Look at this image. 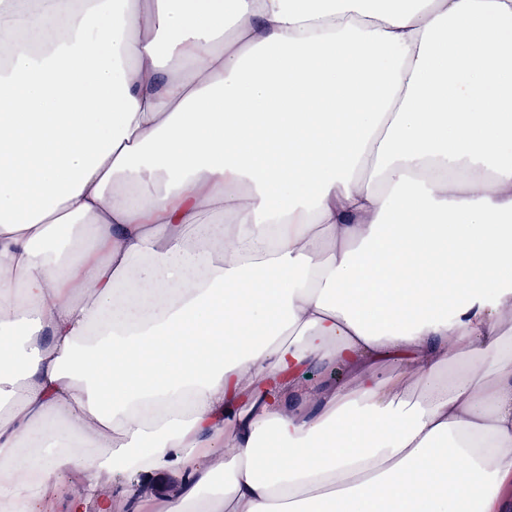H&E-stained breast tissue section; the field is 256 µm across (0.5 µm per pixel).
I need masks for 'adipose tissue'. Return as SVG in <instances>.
I'll use <instances>...</instances> for the list:
<instances>
[{"label":"adipose tissue","instance_id":"obj_1","mask_svg":"<svg viewBox=\"0 0 512 512\" xmlns=\"http://www.w3.org/2000/svg\"><path fill=\"white\" fill-rule=\"evenodd\" d=\"M511 318L512 0H0V512H512ZM165 477L168 480H163ZM179 489V480L172 475L147 477L139 475L130 482V490L141 500L143 512H164V503L174 497Z\"/></svg>","mask_w":512,"mask_h":512}]
</instances>
